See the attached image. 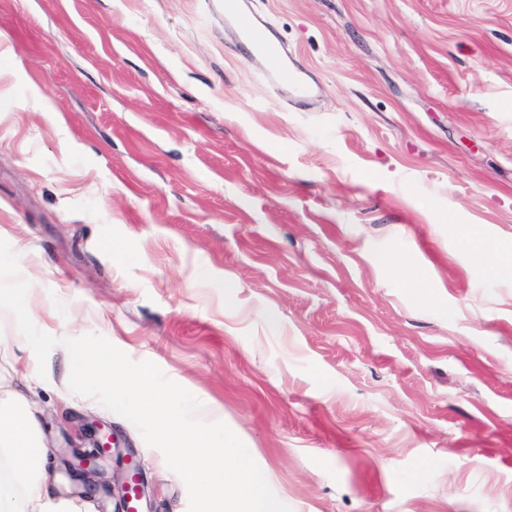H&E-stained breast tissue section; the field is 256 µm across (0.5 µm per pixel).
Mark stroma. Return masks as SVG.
<instances>
[{
	"label": "stroma",
	"mask_w": 512,
	"mask_h": 512,
	"mask_svg": "<svg viewBox=\"0 0 512 512\" xmlns=\"http://www.w3.org/2000/svg\"><path fill=\"white\" fill-rule=\"evenodd\" d=\"M0 0V303L216 402L291 512H512V0ZM239 308L225 315L227 303ZM144 512L187 489L97 400ZM238 27L240 42L247 50V57L252 60H266L274 67V75L278 82L292 85L298 89L302 96H307L309 91L304 85L300 75L280 64V49L272 43L265 32L256 26L246 15H239ZM474 258L485 265L492 276L512 278V247L496 250L478 241L473 247Z\"/></svg>",
	"instance_id": "stroma-1"
}]
</instances>
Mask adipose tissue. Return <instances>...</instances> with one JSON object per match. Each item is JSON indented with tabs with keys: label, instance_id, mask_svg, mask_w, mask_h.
Returning a JSON list of instances; mask_svg holds the SVG:
<instances>
[{
	"label": "adipose tissue",
	"instance_id": "ef3b65f1",
	"mask_svg": "<svg viewBox=\"0 0 512 512\" xmlns=\"http://www.w3.org/2000/svg\"><path fill=\"white\" fill-rule=\"evenodd\" d=\"M29 345L22 320H15L9 345L0 347V360H7L14 350L27 353V382L8 403H0V459L9 472L0 481V512H84L82 506L57 498L50 490L49 448L42 439L44 413L32 397V388H53L57 382L44 369L42 358L28 354Z\"/></svg>",
	"mask_w": 512,
	"mask_h": 512
}]
</instances>
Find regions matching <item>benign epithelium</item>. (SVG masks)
Here are the masks:
<instances>
[{"instance_id":"benign-epithelium-1","label":"benign epithelium","mask_w":512,"mask_h":512,"mask_svg":"<svg viewBox=\"0 0 512 512\" xmlns=\"http://www.w3.org/2000/svg\"><path fill=\"white\" fill-rule=\"evenodd\" d=\"M87 430L92 440L91 449L73 450L71 457L63 461V466L72 492L87 499H94L111 494L110 480L104 477L99 460L105 456V449L110 447L112 439L108 435H101L100 429L92 424L87 426ZM133 456V451L127 452L124 471L121 473L120 479L117 480V489L121 493L120 507L124 509L127 508L133 471L137 468Z\"/></svg>"}]
</instances>
